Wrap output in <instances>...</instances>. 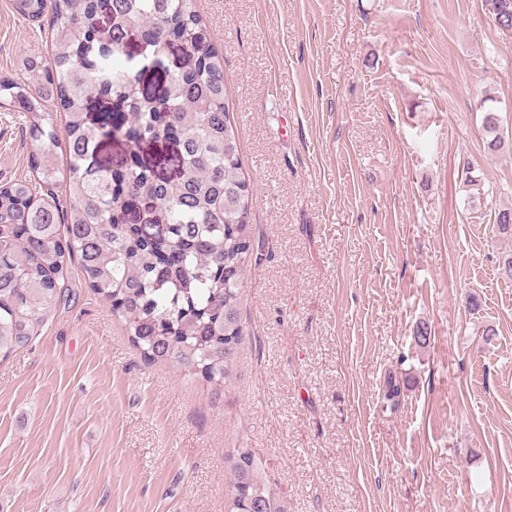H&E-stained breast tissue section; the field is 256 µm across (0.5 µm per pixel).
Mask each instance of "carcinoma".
<instances>
[{
  "label": "carcinoma",
  "instance_id": "1",
  "mask_svg": "<svg viewBox=\"0 0 512 512\" xmlns=\"http://www.w3.org/2000/svg\"><path fill=\"white\" fill-rule=\"evenodd\" d=\"M10 2L28 21L49 19L52 53L22 56L15 75L0 80V108L26 112L33 145V175L0 185V362L32 340L62 299L66 261L76 255L145 361L186 371L221 398L244 335L254 184L243 172L224 63L198 0ZM488 4L497 25L512 31V0ZM133 28L143 48L134 61L124 50ZM177 42L186 60L168 71ZM149 65L160 79L152 89L143 80ZM496 103L488 92L479 102L490 152L505 146ZM114 135L130 151L110 169L98 150ZM143 142L179 145L176 178L142 160ZM61 184L66 206L44 197ZM132 198L163 223H114ZM495 224L512 237V208L499 210ZM227 460L229 512H287L251 449Z\"/></svg>",
  "mask_w": 512,
  "mask_h": 512
}]
</instances>
